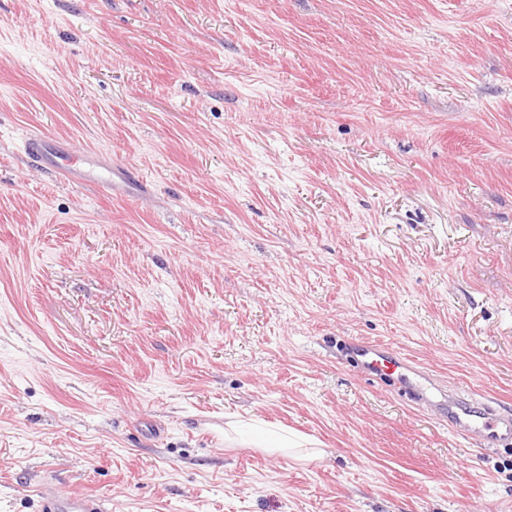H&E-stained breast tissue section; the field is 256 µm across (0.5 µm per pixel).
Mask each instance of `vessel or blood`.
I'll return each mask as SVG.
<instances>
[{"label": "vessel or blood", "instance_id": "1", "mask_svg": "<svg viewBox=\"0 0 512 512\" xmlns=\"http://www.w3.org/2000/svg\"><path fill=\"white\" fill-rule=\"evenodd\" d=\"M23 147L40 165L66 179L80 174L86 163L85 157L58 153L50 140L37 135L26 136ZM348 351L367 373L383 376L391 369L402 370L403 387L412 399L426 404L432 398H439L448 425L455 433L480 440L491 448L512 446V414L486 402L476 407L466 399L448 394L447 390L429 387L423 371L413 360L383 345L356 339ZM39 493L45 512H106L101 499L83 493L63 495L47 485L42 486Z\"/></svg>", "mask_w": 512, "mask_h": 512}]
</instances>
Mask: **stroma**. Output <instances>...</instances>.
I'll list each match as a JSON object with an SVG mask.
<instances>
[{"mask_svg":"<svg viewBox=\"0 0 512 512\" xmlns=\"http://www.w3.org/2000/svg\"><path fill=\"white\" fill-rule=\"evenodd\" d=\"M351 338L512 408V0H0V512H512ZM22 145L36 162L54 170L67 180L80 174L88 161L85 157L73 153H58L49 139L37 135H26ZM315 442L297 435H288L281 437L279 441L274 444H266L264 439L254 442L255 448H267L282 452H288V456H293L300 460H312L323 457L326 452L322 448H308L316 447ZM45 512H105L106 504L99 498L79 492L60 494L53 486L39 490Z\"/></svg>","mask_w":512,"mask_h":512,"instance_id":"stroma-1","label":"stroma"}]
</instances>
